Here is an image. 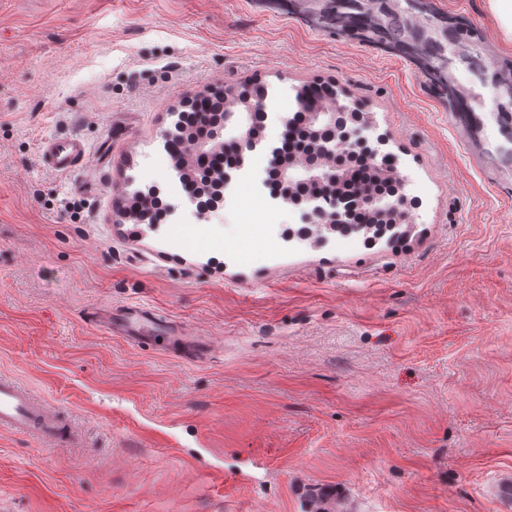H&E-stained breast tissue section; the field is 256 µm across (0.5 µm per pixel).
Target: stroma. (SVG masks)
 Returning <instances> with one entry per match:
<instances>
[{"label": "stroma", "mask_w": 512, "mask_h": 512, "mask_svg": "<svg viewBox=\"0 0 512 512\" xmlns=\"http://www.w3.org/2000/svg\"><path fill=\"white\" fill-rule=\"evenodd\" d=\"M512 59L491 0H431ZM334 83L409 178L391 250L260 238L252 184L135 232L115 189L153 167L204 84ZM410 58L271 0H0V372L82 441L0 432V512H512V162ZM72 135L82 167L41 168ZM150 308L213 350L138 348L90 320ZM85 157V143L76 136H51L39 145L40 165L53 173H73L82 166Z\"/></svg>", "instance_id": "obj_1"}]
</instances>
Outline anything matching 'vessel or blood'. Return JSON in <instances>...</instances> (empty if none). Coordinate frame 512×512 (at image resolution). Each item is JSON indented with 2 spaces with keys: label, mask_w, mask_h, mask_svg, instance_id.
<instances>
[{
  "label": "vessel or blood",
  "mask_w": 512,
  "mask_h": 512,
  "mask_svg": "<svg viewBox=\"0 0 512 512\" xmlns=\"http://www.w3.org/2000/svg\"><path fill=\"white\" fill-rule=\"evenodd\" d=\"M85 157V143L75 136H51L39 145V162L43 169L53 173H73L82 166ZM95 322L134 346L145 344L162 351L171 341L166 322L139 307L127 308L119 314L107 310L96 312ZM2 431L47 439L56 446H75L80 442L78 432L64 419L59 407L6 374H0Z\"/></svg>",
  "instance_id": "vessel-or-blood-1"
}]
</instances>
